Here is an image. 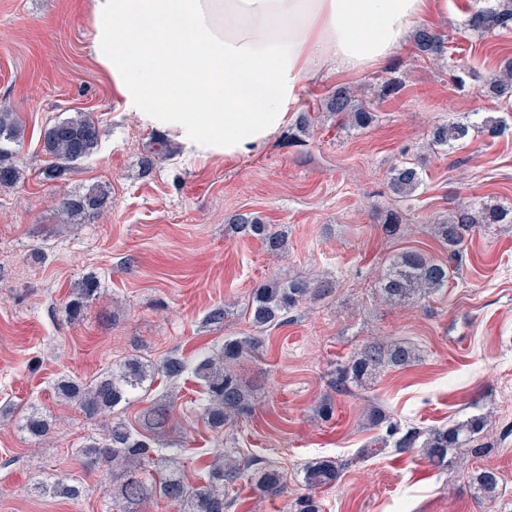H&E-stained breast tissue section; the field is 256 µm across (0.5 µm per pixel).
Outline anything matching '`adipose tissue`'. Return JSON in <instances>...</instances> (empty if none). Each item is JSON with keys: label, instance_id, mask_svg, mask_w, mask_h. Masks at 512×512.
<instances>
[{"label": "adipose tissue", "instance_id": "obj_1", "mask_svg": "<svg viewBox=\"0 0 512 512\" xmlns=\"http://www.w3.org/2000/svg\"><path fill=\"white\" fill-rule=\"evenodd\" d=\"M439 0H91L115 97L195 156L273 142L308 86L385 67Z\"/></svg>", "mask_w": 512, "mask_h": 512}]
</instances>
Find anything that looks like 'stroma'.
Listing matches in <instances>:
<instances>
[{"label":"stroma","instance_id":"1","mask_svg":"<svg viewBox=\"0 0 512 512\" xmlns=\"http://www.w3.org/2000/svg\"><path fill=\"white\" fill-rule=\"evenodd\" d=\"M489 4L448 0L446 11L426 19L446 42L442 60L418 56L409 41L387 68L327 76L297 107L309 126L290 119L252 157L202 159L176 142L169 159L146 170L141 160L158 132L113 99L112 79L89 50L87 0H0V110L22 123L21 178L0 186V512H120L101 469L75 456L86 438L100 436L104 419L59 398L57 379L89 382L131 355L194 359L251 334L243 309L259 284L321 276L334 281L333 292L267 329L259 358L237 365L243 380L262 383L250 415L211 432L190 376L156 380L117 415L133 422L168 396L170 438L185 445L182 461L194 481L225 452L256 468H280L284 493L259 499L231 486L229 512H288L303 492L301 465L318 457L345 465L323 495L324 512H512V224L474 227L453 279L435 295L402 306L376 295L398 253L445 258L431 230L435 218L465 204L512 206V101L483 89L512 58V31L481 36L466 25ZM391 79L401 83L393 94L383 90ZM341 86L373 103L369 128L325 112L324 100ZM78 111L98 118L99 149L64 179L45 182L43 132ZM489 116L501 120L503 133L487 135L481 123ZM449 119L472 124L468 141L433 145V127ZM414 158L423 184L409 201H396L389 171ZM95 185L110 192L105 212L61 223L60 201ZM392 209L403 222L389 237L382 223ZM237 213L285 230L287 254L274 256L233 232L228 219ZM89 275L99 294L69 319L65 304ZM217 304L229 308L219 330L203 323ZM374 339L408 342L420 360L335 391L338 364ZM326 397L335 405L329 421L318 414ZM372 405L423 427L487 415L481 440L488 449L445 469L389 449L365 454ZM22 407L50 422L48 441L18 429ZM485 467L502 477L492 504L470 478ZM64 474L83 483L80 501L40 492L42 482Z\"/></svg>","mask_w":512,"mask_h":512}]
</instances>
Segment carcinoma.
<instances>
[{
    "label": "carcinoma",
    "instance_id": "carcinoma-1",
    "mask_svg": "<svg viewBox=\"0 0 512 512\" xmlns=\"http://www.w3.org/2000/svg\"><path fill=\"white\" fill-rule=\"evenodd\" d=\"M469 30L483 36L496 31L512 30V0L479 10L468 20ZM417 51L436 59L445 54L444 41L438 33L420 27L414 35ZM489 91L498 97L512 99V61L486 81ZM326 110L340 122L365 129L375 118L372 107L356 99L353 91L339 87L328 97ZM471 125L452 121L436 126L432 143L453 148L470 136ZM21 134V121L14 112H0V185H11L19 178L16 152L10 147ZM101 143L98 122L86 113L58 121L44 130L43 151L49 162L42 169L46 182L62 178L71 166L90 158ZM172 149L165 139L153 143V150L143 158V168L151 169L159 159H166ZM423 183L421 165L403 162L391 169L390 188L404 200H409ZM110 204L108 191L93 187L85 194L60 201L59 212L68 221L85 220L105 210ZM231 229L260 240L272 254L288 249V238L281 230L267 224L259 216L235 214L228 219ZM477 224H512V207L486 205L477 212L470 208L457 210L446 220L434 222L436 238L448 252V260H434L417 250L401 253L384 269L378 286V296L387 305L412 303L448 287L453 267L468 232ZM333 288L329 279L310 281L296 278L289 281L273 279L254 289L246 314L256 336L228 339L218 354H205L191 363L183 357L169 356L154 364L138 356L126 359L115 373L102 375L89 384L71 378L56 383L57 393L78 405L89 417L130 403L136 393L149 386L155 376L177 381L192 375L204 388L200 416L211 429L224 426L252 412L253 388L244 385L232 366L245 358L255 357L262 347L260 333L284 323L288 314L302 302L315 301ZM98 292V282L89 277L81 282L75 297L68 303L69 313L77 315L84 303ZM419 359L416 349L406 342L376 340L336 368L335 389L347 390L362 385L373 375L387 368L408 367ZM19 428L30 436L43 440L50 427L37 412H25L19 417ZM171 406L159 399L140 411L136 426L119 419L106 427L102 439L93 438L78 449V457L101 465L103 476L112 484V493L126 504L124 512H146L147 504L159 496L175 506L177 512H227L230 506L224 488L238 480L249 483L259 496H276L283 492V475L272 465L254 471L242 466L225 453L213 458L206 466L205 484L195 487L180 468V449L167 441ZM369 426L377 430L376 444L392 448L398 454L422 456L438 468L448 465V452L468 448L475 456L484 454L486 446L480 434L488 424L485 416H473L465 421L441 427L402 426L383 410L374 408L368 415ZM342 464L331 458H316L303 467V485L307 493L298 497L291 512H322L315 490L330 489L338 483ZM477 491L488 501L498 495L499 473L483 468L473 474ZM42 490L67 500L81 498L82 483L58 478L42 486Z\"/></svg>",
    "mask_w": 512,
    "mask_h": 512
}]
</instances>
